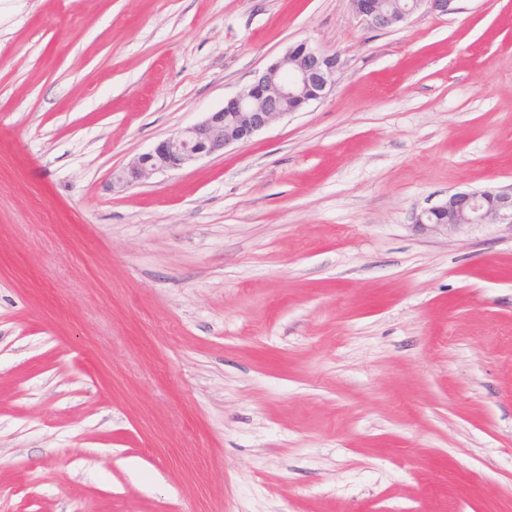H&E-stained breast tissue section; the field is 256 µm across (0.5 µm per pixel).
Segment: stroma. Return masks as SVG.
Listing matches in <instances>:
<instances>
[{
  "label": "stroma",
  "instance_id": "obj_1",
  "mask_svg": "<svg viewBox=\"0 0 512 512\" xmlns=\"http://www.w3.org/2000/svg\"><path fill=\"white\" fill-rule=\"evenodd\" d=\"M325 98L116 188L293 44ZM512 0H0V512H512ZM454 0H410L403 8L392 10L387 0H352L354 13L372 29H386L408 21L422 8L426 12L445 15ZM485 224L512 232V184L492 190L456 192L414 217V225L433 232H458Z\"/></svg>",
  "mask_w": 512,
  "mask_h": 512
}]
</instances>
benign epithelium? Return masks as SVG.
Wrapping results in <instances>:
<instances>
[{
	"instance_id": "benign-epithelium-1",
	"label": "benign epithelium",
	"mask_w": 512,
	"mask_h": 512,
	"mask_svg": "<svg viewBox=\"0 0 512 512\" xmlns=\"http://www.w3.org/2000/svg\"><path fill=\"white\" fill-rule=\"evenodd\" d=\"M454 0H409L393 10L388 0H352L354 13L372 29L408 21L424 9L446 15ZM340 69L339 55L324 53L301 41L248 88L208 113L199 123L180 128L136 157L116 175L132 185L153 173L181 169L224 148L245 142L285 115L298 112L327 95ZM500 224L512 232V184L492 190L456 192L415 215L414 225L433 232H458L467 227Z\"/></svg>"
}]
</instances>
